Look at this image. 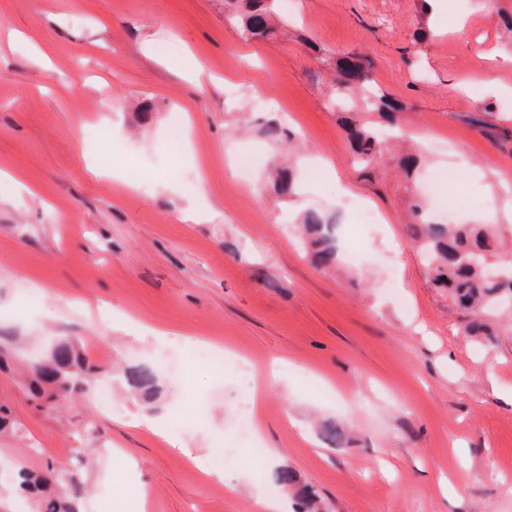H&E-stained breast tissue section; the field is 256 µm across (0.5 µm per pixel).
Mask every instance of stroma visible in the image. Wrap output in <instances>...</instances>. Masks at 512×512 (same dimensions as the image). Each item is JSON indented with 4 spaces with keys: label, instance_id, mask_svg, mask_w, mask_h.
<instances>
[{
    "label": "stroma",
    "instance_id": "stroma-1",
    "mask_svg": "<svg viewBox=\"0 0 512 512\" xmlns=\"http://www.w3.org/2000/svg\"><path fill=\"white\" fill-rule=\"evenodd\" d=\"M511 17L512 0H276L275 34L248 40L224 0H0V330L25 357L74 337L121 408L84 392L41 413L0 372V402L42 448L5 440L0 460L66 466L86 487L80 512H256L269 496L298 512L279 467L322 512H512V335L464 336L409 208L418 196L444 223L452 195L459 222L512 226ZM344 59L370 90L340 96ZM475 73L494 87L463 85ZM376 95L397 105L402 140L364 169L344 124L377 123ZM405 153L421 158L410 176ZM241 155L258 160L244 182ZM448 166L460 186L433 192ZM310 210L359 265L310 263ZM202 344L249 358L253 389L198 363ZM160 353L170 368L147 403L122 369ZM275 357L279 391L252 399ZM191 406L203 423L176 436L134 424ZM87 420L96 438L77 434ZM329 422L342 446L324 441ZM221 442L235 462L217 480L205 463ZM256 442L277 454L259 480Z\"/></svg>",
    "mask_w": 512,
    "mask_h": 512
}]
</instances>
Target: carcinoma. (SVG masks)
Segmentation results:
<instances>
[{
    "label": "carcinoma",
    "mask_w": 512,
    "mask_h": 512,
    "mask_svg": "<svg viewBox=\"0 0 512 512\" xmlns=\"http://www.w3.org/2000/svg\"><path fill=\"white\" fill-rule=\"evenodd\" d=\"M275 0H225V4L245 10L242 17L246 34L254 37L275 33L269 24ZM349 138L355 155L370 165L380 152L381 131L356 120L350 122ZM411 209L419 218L413 241L428 266L430 287L446 293L450 307L462 315L465 335L478 341L493 342L499 335L501 319L512 317V306L501 302L512 294V261L504 258L505 240L486 224H433L424 217L422 204ZM307 255L318 268L328 270L339 261L332 225L317 212L304 219ZM15 337L0 336V370L9 369ZM94 373L68 336H60L42 360L28 366L24 394L37 409L52 411L61 400L83 391V383ZM127 383L147 397L157 392V375L149 365L123 370ZM22 434L21 423L10 407L0 403V438ZM17 493L27 500L30 512H79L83 487L70 471L52 462L40 470L17 467L14 475Z\"/></svg>",
    "instance_id": "obj_1"
}]
</instances>
